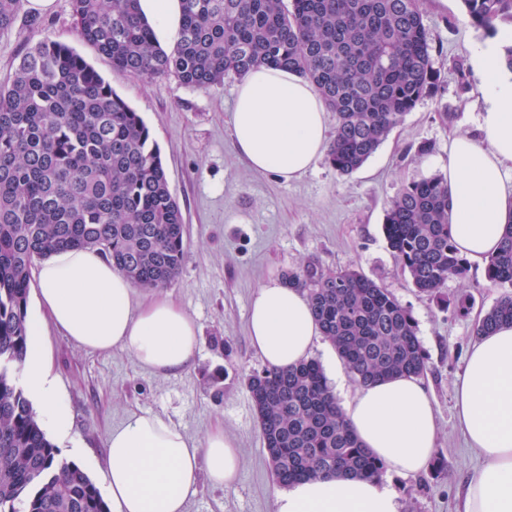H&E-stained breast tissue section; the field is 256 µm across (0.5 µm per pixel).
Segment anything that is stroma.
I'll list each match as a JSON object with an SVG mask.
<instances>
[{
    "label": "stroma",
    "instance_id": "35a3bbf8",
    "mask_svg": "<svg viewBox=\"0 0 512 512\" xmlns=\"http://www.w3.org/2000/svg\"><path fill=\"white\" fill-rule=\"evenodd\" d=\"M420 8L437 91L421 98L354 173L339 174L321 157L289 181L252 170L236 151L230 119L237 77L197 88L171 76L114 72L74 35L70 0H56L44 14L21 8L13 28L0 33V83L45 38L69 44L95 68L148 126L185 220L186 263L167 291L199 326L200 347L189 370L156 375L126 351H86L53 324L42 325L49 366L72 415V435L57 448L96 485L104 483L106 438L128 413L164 416L194 439L220 422L241 450L238 485L225 491L202 483L187 512H274L277 486L244 384L264 366L250 343L248 310L261 285L314 261L331 271L357 269L410 310L427 357L423 381L435 401L436 452L448 467L388 479L401 512H462L464 487L480 460L456 423L453 384L476 322L500 291L474 265L466 279L448 280L440 297L419 293L393 257L383 224L405 185L445 172L452 133L478 136L481 79L471 54L484 34L470 24L461 0H421ZM423 144L431 145L430 153L419 154Z\"/></svg>",
    "mask_w": 512,
    "mask_h": 512
}]
</instances>
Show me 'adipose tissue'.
Wrapping results in <instances>:
<instances>
[{"instance_id": "ef3b65f1", "label": "adipose tissue", "mask_w": 512, "mask_h": 512, "mask_svg": "<svg viewBox=\"0 0 512 512\" xmlns=\"http://www.w3.org/2000/svg\"><path fill=\"white\" fill-rule=\"evenodd\" d=\"M158 41H176L180 0H139ZM472 64L480 73L483 111L479 137L455 135L445 178L449 222L460 253L484 264L512 220V80L503 76L499 42H477ZM327 107L315 87L284 70L257 66L239 82L232 112L237 151L256 171L292 179L306 172L328 144ZM38 305L71 341L94 352L119 348L157 374L190 368L199 349L194 319L157 291L138 297L133 284L93 250H67L37 271ZM321 330L306 294L276 281L258 288L249 310V335L264 363L284 368L308 358ZM46 428L66 438L70 411L39 340L22 368ZM456 418L483 461L469 479L464 512H512V327L478 336L454 382ZM342 410L363 447L401 476L433 460L437 425L433 398L414 376L358 387ZM240 451L223 428L204 439L188 437L170 420L131 412L106 439L104 481L112 512H186L201 481L233 489ZM275 512H400L387 477L294 482L276 493Z\"/></svg>"}]
</instances>
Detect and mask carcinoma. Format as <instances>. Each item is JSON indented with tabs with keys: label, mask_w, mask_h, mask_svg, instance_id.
Here are the masks:
<instances>
[{
	"label": "carcinoma",
	"mask_w": 512,
	"mask_h": 512,
	"mask_svg": "<svg viewBox=\"0 0 512 512\" xmlns=\"http://www.w3.org/2000/svg\"><path fill=\"white\" fill-rule=\"evenodd\" d=\"M490 36L512 22V0H462ZM179 38L162 48L138 0H71L77 36L112 69L188 87L244 76L259 65L308 80L336 113L328 163L350 175L437 82L419 0H182ZM21 0H0V32ZM184 217L160 148L138 113L67 44L42 39L0 84V512H109L100 490L60 457L19 386L36 263L94 249L137 288H164L185 259ZM384 234L421 293L466 277L452 240L441 175L391 201ZM504 292L475 332L512 324V221L484 269ZM303 290L322 337L358 384L420 377L427 357L415 321L387 289L354 269L309 261L282 273ZM272 480L380 477L385 464L352 432L319 362L246 376Z\"/></svg>",
	"instance_id": "carcinoma-1"
}]
</instances>
